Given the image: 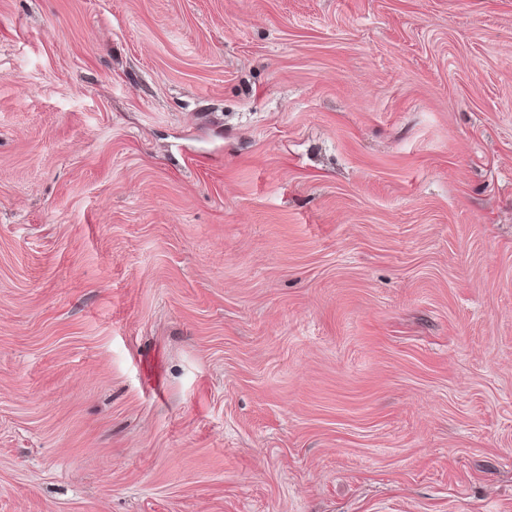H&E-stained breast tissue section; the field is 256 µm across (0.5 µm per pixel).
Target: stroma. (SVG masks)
<instances>
[{"label": "stroma", "mask_w": 512, "mask_h": 512, "mask_svg": "<svg viewBox=\"0 0 512 512\" xmlns=\"http://www.w3.org/2000/svg\"><path fill=\"white\" fill-rule=\"evenodd\" d=\"M0 512H512V0H0Z\"/></svg>", "instance_id": "35a3bbf8"}]
</instances>
